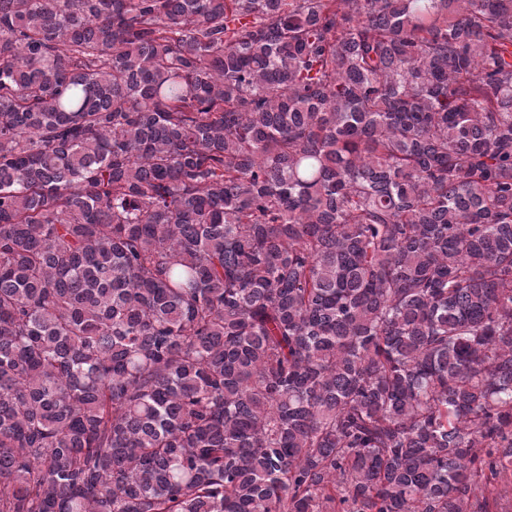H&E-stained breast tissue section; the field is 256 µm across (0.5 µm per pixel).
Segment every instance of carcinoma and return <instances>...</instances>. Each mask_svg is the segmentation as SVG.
Segmentation results:
<instances>
[{"label":"carcinoma","instance_id":"1","mask_svg":"<svg viewBox=\"0 0 512 512\" xmlns=\"http://www.w3.org/2000/svg\"><path fill=\"white\" fill-rule=\"evenodd\" d=\"M511 472L512 0H0V512Z\"/></svg>","mask_w":512,"mask_h":512}]
</instances>
